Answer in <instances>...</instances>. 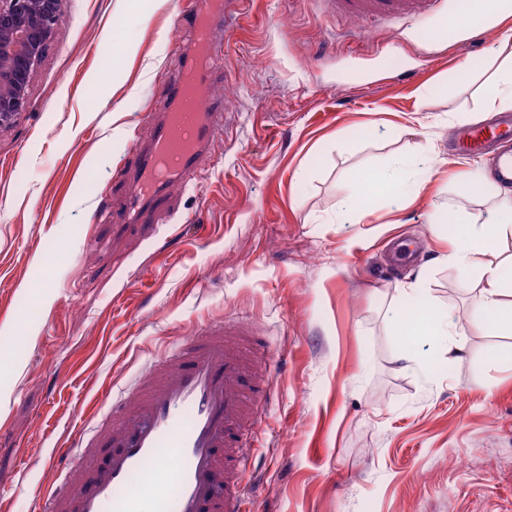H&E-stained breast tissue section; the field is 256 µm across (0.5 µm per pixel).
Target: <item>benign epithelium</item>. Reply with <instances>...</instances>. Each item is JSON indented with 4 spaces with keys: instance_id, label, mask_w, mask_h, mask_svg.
Masks as SVG:
<instances>
[{
    "instance_id": "7a95c632",
    "label": "benign epithelium",
    "mask_w": 512,
    "mask_h": 512,
    "mask_svg": "<svg viewBox=\"0 0 512 512\" xmlns=\"http://www.w3.org/2000/svg\"><path fill=\"white\" fill-rule=\"evenodd\" d=\"M62 0H0V128L30 104V84L54 35Z\"/></svg>"
}]
</instances>
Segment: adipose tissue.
<instances>
[{
	"instance_id": "obj_1",
	"label": "adipose tissue",
	"mask_w": 512,
	"mask_h": 512,
	"mask_svg": "<svg viewBox=\"0 0 512 512\" xmlns=\"http://www.w3.org/2000/svg\"><path fill=\"white\" fill-rule=\"evenodd\" d=\"M497 204L485 228L470 225L456 210L449 208L448 221L454 224L452 248L443 256L444 262L455 266L464 276H478L483 288L479 308L484 315L483 328L487 331H512V257L499 263L488 262L491 252V236L512 233V190L497 188ZM421 283H412L400 292L405 309L418 308L417 318L397 314L392 327L406 336L444 338L456 335L457 327L452 320L440 314L430 302L420 297Z\"/></svg>"
}]
</instances>
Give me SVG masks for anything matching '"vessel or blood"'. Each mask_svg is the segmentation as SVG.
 Wrapping results in <instances>:
<instances>
[{"mask_svg":"<svg viewBox=\"0 0 512 512\" xmlns=\"http://www.w3.org/2000/svg\"><path fill=\"white\" fill-rule=\"evenodd\" d=\"M437 0H328L329 9L388 20L423 21ZM243 0H192L185 27L190 45L178 78L167 83L149 116L147 145H134L123 170L122 227L171 200L173 184L193 180L224 142L231 115L221 104L200 107L219 63L230 23ZM467 148L512 144V114L470 128ZM269 378L256 348L239 329L205 324L158 358L109 416L54 450L57 475L38 512H242L249 472L247 432Z\"/></svg>","mask_w":512,"mask_h":512,"instance_id":"1","label":"vessel or blood"}]
</instances>
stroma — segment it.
Instances as JSON below:
<instances>
[{
  "label": "stroma",
  "mask_w": 512,
  "mask_h": 512,
  "mask_svg": "<svg viewBox=\"0 0 512 512\" xmlns=\"http://www.w3.org/2000/svg\"><path fill=\"white\" fill-rule=\"evenodd\" d=\"M61 16L28 111L0 128V512H31L52 484L43 461L79 405L107 415L213 320L248 324L279 364L250 512H512V361L489 358L512 333L480 330L482 284L441 263L431 222L451 203L481 225L496 204L449 149L490 118L495 49L512 52L496 16L452 31L247 0L210 89L231 114L222 151L127 235L120 167L178 64L176 0H63ZM421 155L438 167L424 194L407 178L337 223L355 176ZM417 278L459 333L419 341L408 368L390 319Z\"/></svg>",
  "instance_id": "obj_1"
}]
</instances>
